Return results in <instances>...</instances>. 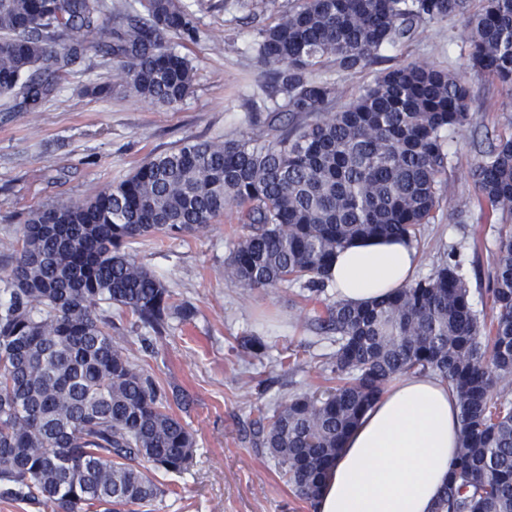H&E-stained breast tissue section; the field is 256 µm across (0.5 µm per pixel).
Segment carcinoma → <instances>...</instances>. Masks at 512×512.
<instances>
[{
	"mask_svg": "<svg viewBox=\"0 0 512 512\" xmlns=\"http://www.w3.org/2000/svg\"><path fill=\"white\" fill-rule=\"evenodd\" d=\"M0 0V94L36 112L86 50L103 46L113 81L171 107L194 87L196 42L182 0ZM467 14L469 66L512 86V0H302L257 30L260 76L281 97L271 138L186 141L74 205L30 213L0 275V494L54 512H141L163 496L155 473L190 468L194 438L164 391L125 354L116 308L156 336L193 309L130 253L148 237L203 233L228 207L247 233L224 272L250 290L299 283L320 303L336 253L357 240L412 241L436 211L450 134L470 126L462 75L419 59L388 69L340 107L317 73L355 72L425 22ZM472 179L491 213L512 216V135L479 150ZM486 327L458 260L386 298L324 304L336 385L295 394L260 431L295 494L316 497L342 443L394 379L432 373L456 392L460 442L435 512H512V234L494 253ZM241 349L265 354L260 336Z\"/></svg>",
	"mask_w": 512,
	"mask_h": 512,
	"instance_id": "cac0c4a2",
	"label": "carcinoma"
}]
</instances>
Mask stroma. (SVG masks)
Wrapping results in <instances>:
<instances>
[{
  "label": "stroma",
  "mask_w": 512,
  "mask_h": 512,
  "mask_svg": "<svg viewBox=\"0 0 512 512\" xmlns=\"http://www.w3.org/2000/svg\"><path fill=\"white\" fill-rule=\"evenodd\" d=\"M183 2L206 37L184 49L196 81L178 105L91 94V87L112 79L111 60L94 48L62 77L39 111L17 110L0 98V243L20 236L31 210L91 197L184 140L216 141L243 131L266 135L270 100L257 84L249 46L257 29L297 0H250L244 8L232 0ZM464 24L461 15L423 24L413 41L384 51L365 69L332 68L325 75L347 102L385 70L411 60L462 73L475 122L452 135L439 206L417 235L416 276L431 275L456 254L475 306L488 316L493 254L512 222L485 219L471 169L481 142L512 131V87L467 70ZM242 233L231 207L205 233L145 238L131 246L139 262L196 310L191 323L174 324L148 346L145 331L132 330L120 311L112 313L131 359L166 392L188 399L172 411L194 437L193 462L185 474L165 477L170 490L153 503V512H314L258 446V430L290 396L325 385L324 367L334 346L303 301L301 285L248 290L225 275L224 261ZM252 334L268 342L262 358H250L239 346L241 337Z\"/></svg>",
  "instance_id": "stroma-1"
}]
</instances>
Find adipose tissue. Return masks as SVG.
I'll list each match as a JSON object with an SVG mask.
<instances>
[{
    "instance_id": "ef3b65f1",
    "label": "adipose tissue",
    "mask_w": 512,
    "mask_h": 512,
    "mask_svg": "<svg viewBox=\"0 0 512 512\" xmlns=\"http://www.w3.org/2000/svg\"><path fill=\"white\" fill-rule=\"evenodd\" d=\"M414 243L372 238L340 250L330 284L365 304L408 284ZM455 393L432 374L393 381L360 418L332 464L316 512H432L459 446Z\"/></svg>"
}]
</instances>
